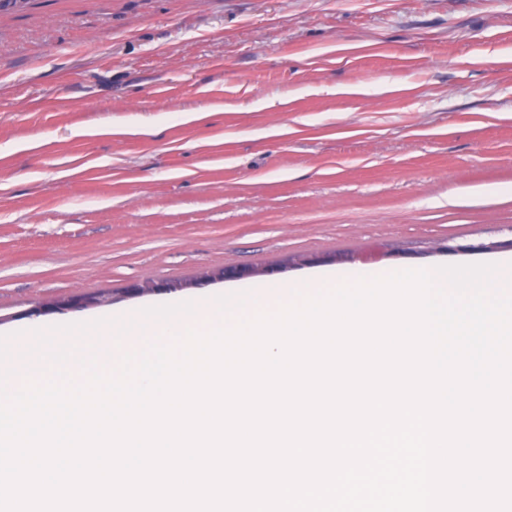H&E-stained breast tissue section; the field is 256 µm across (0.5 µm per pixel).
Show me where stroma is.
<instances>
[{
    "instance_id": "1",
    "label": "stroma",
    "mask_w": 512,
    "mask_h": 512,
    "mask_svg": "<svg viewBox=\"0 0 512 512\" xmlns=\"http://www.w3.org/2000/svg\"><path fill=\"white\" fill-rule=\"evenodd\" d=\"M512 0H28L0 12V339L60 295L512 255Z\"/></svg>"
}]
</instances>
